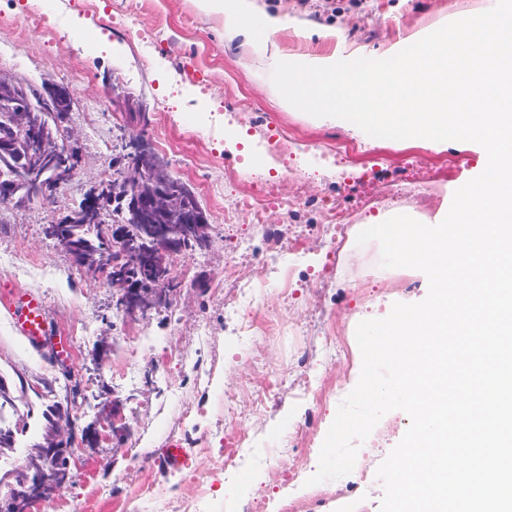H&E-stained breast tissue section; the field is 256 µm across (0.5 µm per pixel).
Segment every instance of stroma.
<instances>
[{
    "mask_svg": "<svg viewBox=\"0 0 512 512\" xmlns=\"http://www.w3.org/2000/svg\"><path fill=\"white\" fill-rule=\"evenodd\" d=\"M496 0H257L294 28L230 40L193 0H0V72L41 90L72 88L70 126L86 158L54 201L0 208V377L25 384V436L47 405H68L78 427L99 425L119 402L130 427L80 452L73 480L33 512H380L376 476L308 485L326 427L356 386V327L393 304L423 298L422 279L380 264L377 242L358 245L371 219L430 220L483 162L480 148L436 153L390 139L315 125L283 110L271 72L278 57L335 54L381 59L410 34L426 35ZM86 24L77 30L76 21ZM122 91L146 105L144 133L190 183L212 226V245L172 260L167 307L128 318L105 279L76 267L45 227L112 171L136 127L112 104ZM269 185L262 226L233 211L243 193ZM349 219L334 236L328 209ZM284 263L272 274L262 254ZM250 271L249 286L238 281ZM40 294L72 352L59 367L12 327L15 292ZM275 397L257 407L265 390ZM408 415L385 414L358 445L382 463ZM182 442L183 465L165 464ZM240 453L233 478L224 457Z\"/></svg>",
    "mask_w": 512,
    "mask_h": 512,
    "instance_id": "obj_1",
    "label": "stroma"
}]
</instances>
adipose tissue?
Returning <instances> with one entry per match:
<instances>
[{
	"instance_id": "adipose-tissue-1",
	"label": "adipose tissue",
	"mask_w": 512,
	"mask_h": 512,
	"mask_svg": "<svg viewBox=\"0 0 512 512\" xmlns=\"http://www.w3.org/2000/svg\"><path fill=\"white\" fill-rule=\"evenodd\" d=\"M196 8L224 25V33L233 37L247 36L253 24H261L267 35H275L288 28L290 21L284 15L259 14L256 0H194Z\"/></svg>"
}]
</instances>
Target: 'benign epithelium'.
<instances>
[{
	"mask_svg": "<svg viewBox=\"0 0 512 512\" xmlns=\"http://www.w3.org/2000/svg\"><path fill=\"white\" fill-rule=\"evenodd\" d=\"M74 109V98L70 88L64 84L47 83L35 97L25 93L20 81L0 74V112L8 113L10 121L0 125V150L15 154L19 144H24L25 154L20 161L27 164L36 161L47 163L37 170L35 176L21 177L20 166L12 164L0 169V206H22L36 200L50 201L73 177L81 166L83 158L73 143V133L58 125L52 129L42 116L53 112L69 114ZM137 160L114 171L111 179L101 181L84 194L74 207L63 212L54 223L46 227L50 238L57 240L68 252L73 263L81 268L112 279L118 304L131 317L145 316L170 302L172 268L170 259L183 251L181 241L175 237L157 240V248L163 253L164 261L149 277H140L128 272L135 266L141 267V258L128 242L126 229L122 225L107 226L106 238L112 248L122 249L125 260H113L104 253L94 263L85 261L78 243L68 232L70 224L105 223L102 205L105 198L117 187L124 191L132 203L137 219L145 217H182L189 222L193 237L203 248L212 243V225L202 209L188 211L185 197L191 193L183 184L177 188L169 185L164 175L166 159L152 151L145 140L138 136L133 139ZM152 165L151 182L143 178V163ZM107 419L112 422V436L122 438L129 434L117 402H112ZM47 438L56 442L68 441L70 447L79 451L98 445L101 434L95 427L78 428L74 420L67 425L54 423L48 428ZM56 449L47 446L40 449L39 461L27 469L18 484L12 486L13 501L18 512H31L33 504L54 497L73 476L71 468L61 469L53 464Z\"/></svg>",
	"mask_w": 512,
	"mask_h": 512,
	"instance_id": "7a95c632",
	"label": "benign epithelium"
}]
</instances>
